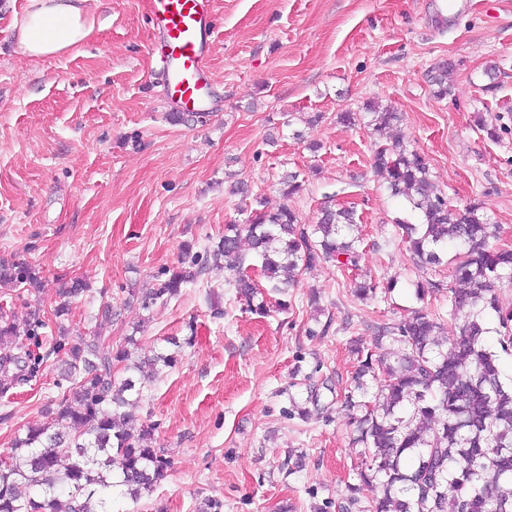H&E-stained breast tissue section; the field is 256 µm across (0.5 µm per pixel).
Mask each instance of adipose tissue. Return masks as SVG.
Listing matches in <instances>:
<instances>
[{"mask_svg": "<svg viewBox=\"0 0 512 512\" xmlns=\"http://www.w3.org/2000/svg\"><path fill=\"white\" fill-rule=\"evenodd\" d=\"M94 0H24L11 32L16 52L35 60L79 51L93 34Z\"/></svg>", "mask_w": 512, "mask_h": 512, "instance_id": "1", "label": "adipose tissue"}]
</instances>
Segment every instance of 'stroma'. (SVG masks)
Returning <instances> with one entry per match:
<instances>
[{"label": "stroma", "mask_w": 512, "mask_h": 512, "mask_svg": "<svg viewBox=\"0 0 512 512\" xmlns=\"http://www.w3.org/2000/svg\"><path fill=\"white\" fill-rule=\"evenodd\" d=\"M472 2L460 15L448 0H213L217 101L200 123L171 118L149 0H98L81 50L38 62L15 54L8 31L23 0H0V259L40 270L46 322L25 341L39 373L0 395V452L46 423L70 389L56 370L58 326L90 335L108 302L113 344L132 333L145 351L194 338L131 409L154 424L153 445L172 465L151 496L119 498L120 512H197L206 499L221 512H366L369 492L349 501L364 461L348 412L336 402L304 421L296 407L310 384L349 388L375 326L447 309V291L432 284L448 283L456 249L437 267L412 262L396 226L404 205L372 167L375 135L336 115L369 101L394 107L402 120L385 140L423 154L449 204H481L512 246V0ZM443 59L457 69L438 99L428 74ZM490 60L506 72L493 96L481 89ZM479 119L499 140L484 138ZM288 172L302 183L289 200L279 186ZM237 181L249 197L230 193ZM253 196L271 212L290 205L305 224L326 198L355 207L356 270L318 264L290 289L287 309L271 293L261 315L209 265L179 297L143 310L184 244L203 253L225 225L245 223ZM73 278L90 289L55 319L60 282ZM391 278V294L353 295L356 283Z\"/></svg>", "instance_id": "35a3bbf8"}]
</instances>
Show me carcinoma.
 Returning <instances> with one entry per match:
<instances>
[{"instance_id":"1","label":"carcinoma","mask_w":512,"mask_h":512,"mask_svg":"<svg viewBox=\"0 0 512 512\" xmlns=\"http://www.w3.org/2000/svg\"><path fill=\"white\" fill-rule=\"evenodd\" d=\"M455 68L448 59L432 68L434 96L448 95ZM500 74L495 61L484 67L483 93L495 95ZM364 110L341 112L339 120L354 124L367 116L375 133L401 121L392 107L368 102ZM373 167L388 194L410 207V217L396 224L414 263H440L450 242L458 254L448 285V318L420 309L378 329L377 343L392 335L403 344L392 361L357 350L344 406L365 469L361 484L348 487L351 500L367 489L370 512H512V380L504 377L501 363L502 355H512V309L502 308L496 294L503 280L512 283V249L489 246L496 225L482 207L448 205L430 178L426 157L405 143H376ZM355 230L356 213L346 207L323 206L311 225L286 205L275 212L254 208L246 223L224 225L208 256L232 273L231 285L249 310L264 312L263 293L250 271L260 269L271 288L286 295L300 271L321 260L357 266L360 254L349 238ZM202 273L197 260L182 261L142 297V308L178 295ZM40 280V271L29 264L0 262V283L36 286ZM87 289L79 279L59 289L55 317L67 315L69 299ZM490 316L496 322L495 350L484 342ZM446 321L456 336L441 335ZM44 325L39 303L22 322L0 314V395L38 373L23 337ZM167 343L174 350L139 357L113 347L112 337L98 328L72 340L59 326L54 351L64 354L59 371L75 385L74 397L47 410L50 422L29 428L0 462V512H113L114 490L134 501L154 490L171 461L152 445V426L135 425L126 408L137 402L145 382L175 366L182 343L174 336ZM322 388L332 390L326 381ZM320 389L308 392L303 418L326 410Z\"/></svg>"}]
</instances>
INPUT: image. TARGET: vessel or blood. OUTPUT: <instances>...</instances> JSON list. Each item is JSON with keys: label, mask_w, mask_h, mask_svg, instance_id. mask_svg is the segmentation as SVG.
I'll list each match as a JSON object with an SVG mask.
<instances>
[{"label": "vessel or blood", "mask_w": 512, "mask_h": 512, "mask_svg": "<svg viewBox=\"0 0 512 512\" xmlns=\"http://www.w3.org/2000/svg\"><path fill=\"white\" fill-rule=\"evenodd\" d=\"M159 35L157 61L166 94L186 111H207L213 80L208 38L215 26L211 0H151Z\"/></svg>", "instance_id": "1"}]
</instances>
